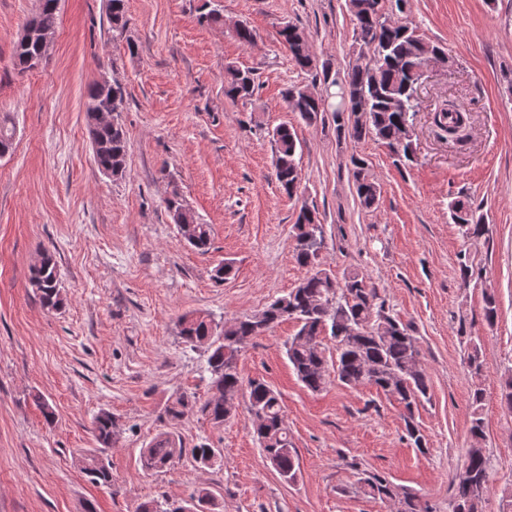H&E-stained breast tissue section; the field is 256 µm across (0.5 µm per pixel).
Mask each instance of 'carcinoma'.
I'll return each mask as SVG.
<instances>
[{"instance_id":"obj_1","label":"carcinoma","mask_w":512,"mask_h":512,"mask_svg":"<svg viewBox=\"0 0 512 512\" xmlns=\"http://www.w3.org/2000/svg\"><path fill=\"white\" fill-rule=\"evenodd\" d=\"M407 0H348V9L354 21L356 40L371 55L358 54L344 75V86L338 108L320 97H308L302 87L293 86L285 94L288 109L299 114L307 123L316 121L322 112H330L336 122L337 135L345 134L359 142L373 137L384 144L394 162L413 161L416 145L413 139L412 119L418 104L411 99L408 85L416 69L430 56L445 54L444 49L421 35L402 21ZM107 18L110 28L121 32L127 24L125 0H107ZM59 20L58 0H40L36 13L27 21L31 29L40 33L56 32ZM300 28L284 25L279 36L294 65L309 72L316 67L311 44L299 34ZM42 50L36 40L15 42L14 66L19 72L30 70L29 61ZM224 94L232 99L248 98L255 90L253 71L235 66L226 69ZM88 101L112 104L122 109L124 89L121 85L105 91L95 82L88 86ZM465 117L457 109L443 110L436 121L450 135L456 134ZM90 136L97 142L94 161L99 170L124 172L127 158V136L123 125L116 121L100 124L95 113H87ZM274 175L280 187L290 196L300 193L302 176L296 163L298 138L292 129L281 126L274 130ZM356 196L360 207L371 211L378 206L379 184L368 174L365 161L351 156ZM166 208L176 224L194 225V234L187 243L197 250H209L210 226L201 224L186 208L178 192L165 200ZM451 219L462 237L479 239L485 235V225L466 198H455L449 203ZM294 229V253L297 263L307 269L305 278L287 295L273 300L263 310L214 324L209 316L184 315L179 320L180 336L193 348L203 347L207 352L206 371L212 390L220 396H211L200 411L216 426L230 419L226 402H234L247 392L249 411L253 417V434L266 461L286 481L296 479L298 457L288 434L285 414L279 394L261 380L243 382L237 369V356L256 336H261L274 324L293 319L299 329L285 345L286 355L299 380L313 392L322 390L329 374L348 387L372 385L394 399L403 408L404 431L407 439L419 451L426 448V440L415 419V410L429 394V378L421 365L417 338L408 326L387 314L384 302L379 300L377 288L364 274L346 273L342 281L322 267L320 259L324 246V229L315 209L300 207ZM459 271L464 284L483 277V268L467 253L459 257ZM31 287L42 306L56 310L62 305L59 273L54 255L44 251L30 277ZM327 334L336 342V360L329 364L321 346V335ZM485 348L478 338H470L467 351L468 368L475 374L482 371ZM482 392L472 393V412L468 429L472 444L465 449V461L456 475L453 487V512H485L487 492L486 449L483 447L484 420L481 412ZM93 432L99 448L87 453L89 466L82 471L90 481L103 486L112 485L108 465L94 464L97 456L112 447L114 422L112 414L99 412L93 422ZM200 467H209L222 457V450L207 443L192 448L184 447L178 435L165 432L143 449L140 462L147 471L163 472L184 457ZM364 492L374 499L394 505V512H430L415 493L398 491L386 478L372 474L363 479Z\"/></svg>"}]
</instances>
